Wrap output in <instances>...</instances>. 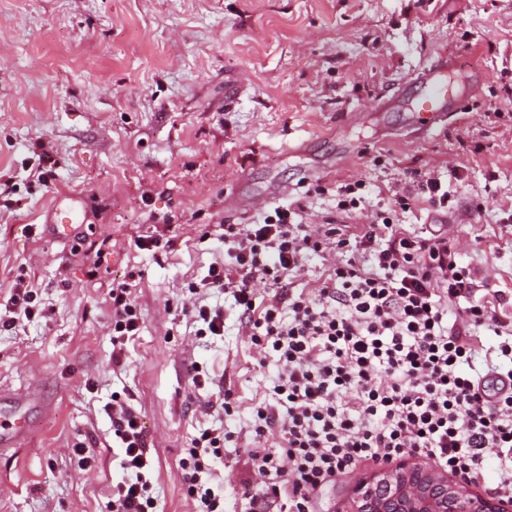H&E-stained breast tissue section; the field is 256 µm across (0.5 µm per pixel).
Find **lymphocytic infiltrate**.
Listing matches in <instances>:
<instances>
[{
  "label": "lymphocytic infiltrate",
  "instance_id": "1",
  "mask_svg": "<svg viewBox=\"0 0 512 512\" xmlns=\"http://www.w3.org/2000/svg\"><path fill=\"white\" fill-rule=\"evenodd\" d=\"M220 240L223 261L188 291L231 296L251 344L280 365L251 414L248 512H315L316 493L337 478L410 455L512 502V320L451 238L410 232L385 210L350 234L278 206L225 225ZM331 251L339 260L318 286L292 287L310 257ZM110 296L118 366L143 316L128 282ZM105 412L123 470L111 512H156L140 412L117 398ZM227 438L223 427L201 429L181 460L197 512H224L214 481Z\"/></svg>",
  "mask_w": 512,
  "mask_h": 512
}]
</instances>
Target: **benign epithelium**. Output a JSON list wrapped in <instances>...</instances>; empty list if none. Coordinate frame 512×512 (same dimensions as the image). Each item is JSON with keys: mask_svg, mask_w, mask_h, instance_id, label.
Masks as SVG:
<instances>
[{"mask_svg": "<svg viewBox=\"0 0 512 512\" xmlns=\"http://www.w3.org/2000/svg\"><path fill=\"white\" fill-rule=\"evenodd\" d=\"M347 512H509V508L493 495H473L455 476L413 456L358 477Z\"/></svg>", "mask_w": 512, "mask_h": 512, "instance_id": "benign-epithelium-1", "label": "benign epithelium"}]
</instances>
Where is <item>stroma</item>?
Segmentation results:
<instances>
[{
  "label": "stroma",
  "instance_id": "stroma-1",
  "mask_svg": "<svg viewBox=\"0 0 512 512\" xmlns=\"http://www.w3.org/2000/svg\"><path fill=\"white\" fill-rule=\"evenodd\" d=\"M444 56L473 100L421 130L411 81ZM395 92L401 106L378 111ZM356 180L363 211L348 215L336 198ZM281 186L278 205L302 202L310 225L355 228L406 196L395 223L450 234L512 317V0H0V304L21 274L41 309L0 331V387L50 403L0 455V512H109L123 471L103 407L116 395L152 436L159 512H196L179 461L217 425L239 435L217 471L224 512H244L243 428L278 366L258 363L231 298L201 294L224 308L220 336L197 335L179 306L223 257L222 225L257 222L251 200ZM66 195L78 220L54 240ZM155 225L170 247L136 248L135 230ZM125 279L144 324L116 368L110 291ZM194 362L230 389L233 417L206 409Z\"/></svg>",
  "mask_w": 512,
  "mask_h": 512
}]
</instances>
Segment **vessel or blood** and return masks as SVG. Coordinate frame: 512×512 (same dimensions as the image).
<instances>
[{
    "instance_id": "1",
    "label": "vessel or blood",
    "mask_w": 512,
    "mask_h": 512,
    "mask_svg": "<svg viewBox=\"0 0 512 512\" xmlns=\"http://www.w3.org/2000/svg\"><path fill=\"white\" fill-rule=\"evenodd\" d=\"M416 97L412 102L415 111L425 113L430 124L445 121L451 110L466 104L463 92L448 80V64L440 62L419 72L415 79ZM12 410L9 417L0 419V454L10 448L21 447L29 438L28 412L43 406L44 401L36 390L8 392L0 390V403Z\"/></svg>"
}]
</instances>
